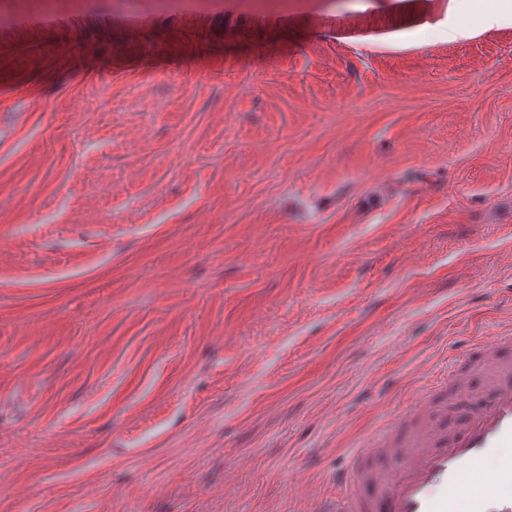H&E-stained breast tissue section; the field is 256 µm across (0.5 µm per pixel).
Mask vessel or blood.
I'll list each match as a JSON object with an SVG mask.
<instances>
[{"instance_id":"b4317fda","label":"vessel or blood","mask_w":512,"mask_h":512,"mask_svg":"<svg viewBox=\"0 0 512 512\" xmlns=\"http://www.w3.org/2000/svg\"><path fill=\"white\" fill-rule=\"evenodd\" d=\"M510 345L512 329L471 340L440 384L465 414L447 424L449 406L419 398L402 412L405 431L368 437L313 512H512V359L500 355ZM468 372L485 378L481 394Z\"/></svg>"}]
</instances>
